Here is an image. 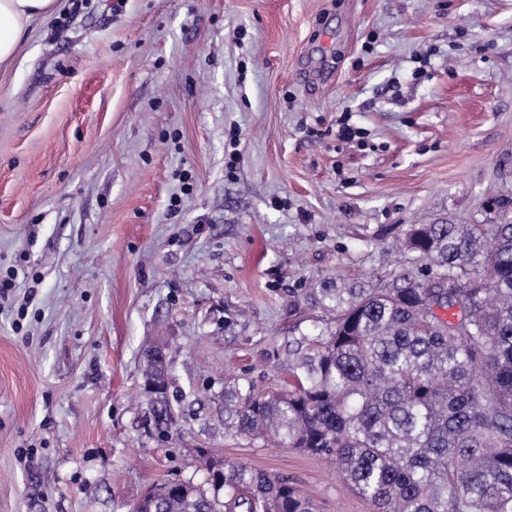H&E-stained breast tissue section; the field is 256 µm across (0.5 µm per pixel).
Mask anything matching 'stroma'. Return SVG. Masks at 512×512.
Returning <instances> with one entry per match:
<instances>
[{
  "label": "stroma",
  "instance_id": "obj_1",
  "mask_svg": "<svg viewBox=\"0 0 512 512\" xmlns=\"http://www.w3.org/2000/svg\"><path fill=\"white\" fill-rule=\"evenodd\" d=\"M57 3L0 66V512H130L214 461L374 512L225 430L224 391L286 388L320 280L385 275L410 225L497 220L512 0ZM163 350L165 351L164 358L165 363L161 364L155 358L148 354L145 355V385H155L157 390L151 391L150 402L153 407L155 416V424L161 432L168 431L171 414L168 408L167 401L165 400V394L167 390V372L169 366V348L167 344H162ZM167 363V364H166Z\"/></svg>",
  "mask_w": 512,
  "mask_h": 512
}]
</instances>
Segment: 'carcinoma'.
<instances>
[{"instance_id":"carcinoma-1","label":"carcinoma","mask_w":512,"mask_h":512,"mask_svg":"<svg viewBox=\"0 0 512 512\" xmlns=\"http://www.w3.org/2000/svg\"><path fill=\"white\" fill-rule=\"evenodd\" d=\"M403 245L426 272L307 290L325 320L288 351V390L235 384L224 427L330 461L376 512H512V216L414 224ZM167 372L145 355L162 432ZM208 470V486L161 484L135 512H315L284 477L243 463Z\"/></svg>"}]
</instances>
